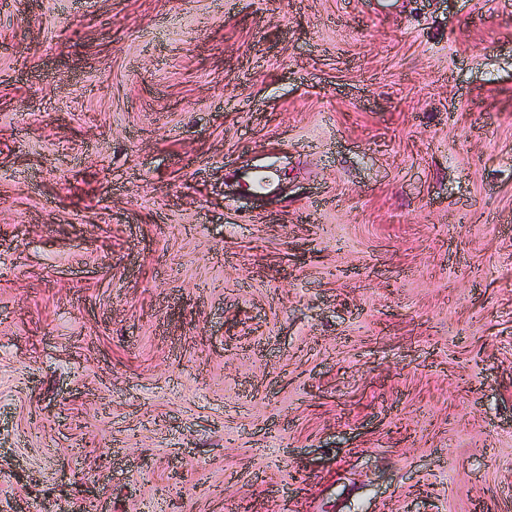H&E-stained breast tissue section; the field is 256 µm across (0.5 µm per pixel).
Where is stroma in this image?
Returning a JSON list of instances; mask_svg holds the SVG:
<instances>
[{
  "label": "stroma",
  "instance_id": "obj_1",
  "mask_svg": "<svg viewBox=\"0 0 512 512\" xmlns=\"http://www.w3.org/2000/svg\"><path fill=\"white\" fill-rule=\"evenodd\" d=\"M43 498L512 512V0H0V512Z\"/></svg>",
  "mask_w": 512,
  "mask_h": 512
}]
</instances>
